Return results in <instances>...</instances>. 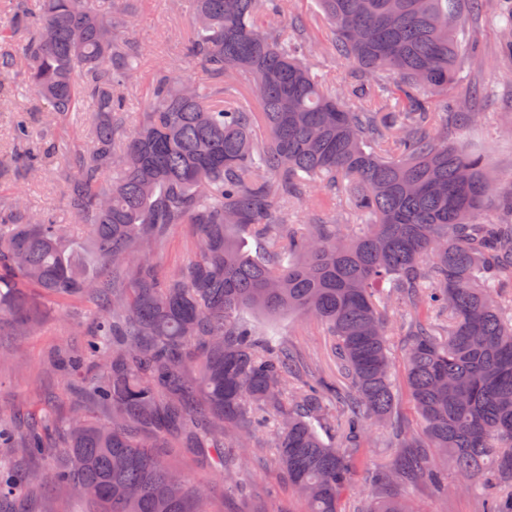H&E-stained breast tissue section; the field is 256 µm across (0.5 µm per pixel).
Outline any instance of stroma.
<instances>
[{
    "instance_id": "1",
    "label": "stroma",
    "mask_w": 512,
    "mask_h": 512,
    "mask_svg": "<svg viewBox=\"0 0 512 512\" xmlns=\"http://www.w3.org/2000/svg\"><path fill=\"white\" fill-rule=\"evenodd\" d=\"M118 1L131 13L127 36L141 44L145 52L138 76L123 88L127 123L132 126L138 121L148 83L156 72L167 70L198 82L206 81L208 75L201 65H187L181 55V46L191 31L190 0H100V4L108 11ZM475 35L480 62L449 88L448 98L458 100L474 83L483 87L479 101L482 120L467 129L464 138L471 148L487 156L498 173L499 186L504 187L512 184V55L503 51L506 36L498 28L483 23L476 27ZM7 99V106L0 107V155L13 149L12 127L19 114H26L36 126L43 125L46 118L45 113L35 111L27 93L12 92ZM82 137L80 129L55 128V152L44 155L39 169H11L0 174V195L10 197L22 192L34 212L52 215L60 224L70 223L66 188L53 173L68 149ZM196 242L195 225H172L155 258L159 275L165 279L177 275L192 256ZM89 308V303L77 302L50 309L37 333L24 338L0 331V413L18 418L46 414L61 420L85 408L77 379L59 360L83 350L91 328ZM243 317L265 335L278 337L296 348L321 375L335 376L330 338L314 318L290 313L268 320L249 311ZM167 453L184 474L204 486L213 512H241L246 506L254 512H267L271 507L280 512H303L300 497L289 489L277 459L263 439H256L244 450L232 474L203 469L195 457L179 448H168ZM25 469L31 483L24 499L16 505L18 512H81L80 504L52 487L50 462L33 458ZM238 476L248 484V500L226 492ZM488 495L483 485L464 487L453 476L448 477L444 490L437 492L421 485L403 493L415 512H484Z\"/></svg>"
}]
</instances>
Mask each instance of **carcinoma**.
Wrapping results in <instances>:
<instances>
[{
	"mask_svg": "<svg viewBox=\"0 0 512 512\" xmlns=\"http://www.w3.org/2000/svg\"><path fill=\"white\" fill-rule=\"evenodd\" d=\"M97 2L0 0V78L90 131L57 172L73 223L0 199V322L27 336L51 301L96 306L66 367L101 363L82 393L106 416L61 422L58 443L43 418L22 431L0 419L14 462L0 463V512L25 495L16 465L31 458L52 461V484L85 512H211L204 488L156 449L173 441L226 471L271 420L305 512H345L373 423L400 453L372 474L361 512H410L393 491L442 487L438 456L463 483L505 490L487 512H512V187L498 194L500 219L481 221L488 159L446 138L479 113L436 104L477 62L466 30L482 0H318L337 57L353 65L341 88L309 67L306 24L276 23L283 0H192L185 58L214 83L157 72L130 132L120 88L144 49L121 35L127 12ZM239 76L261 111L234 96ZM50 132L20 122L15 145ZM298 200L310 201L308 224L288 219ZM338 215L369 223L350 235ZM172 224L197 225L199 243L163 279L149 255ZM386 284L409 314L403 382L416 431L395 413ZM245 310L319 321L336 379L257 335ZM331 411L338 446L320 434Z\"/></svg>",
	"mask_w": 512,
	"mask_h": 512,
	"instance_id": "obj_1",
	"label": "carcinoma"
}]
</instances>
